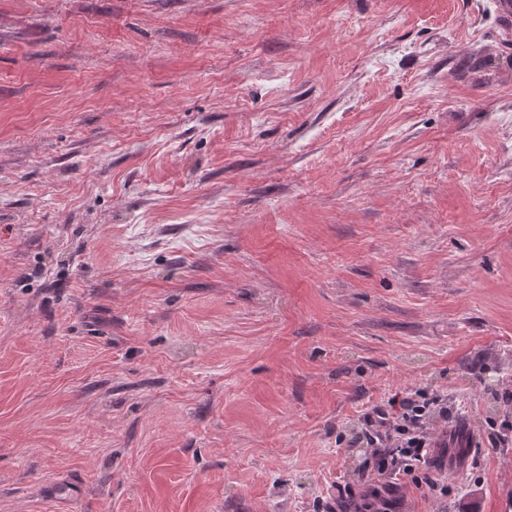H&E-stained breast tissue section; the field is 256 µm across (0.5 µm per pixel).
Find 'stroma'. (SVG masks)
<instances>
[{"instance_id":"35a3bbf8","label":"stroma","mask_w":512,"mask_h":512,"mask_svg":"<svg viewBox=\"0 0 512 512\" xmlns=\"http://www.w3.org/2000/svg\"><path fill=\"white\" fill-rule=\"evenodd\" d=\"M509 390L495 0H0V512H326L419 391L512 512Z\"/></svg>"}]
</instances>
